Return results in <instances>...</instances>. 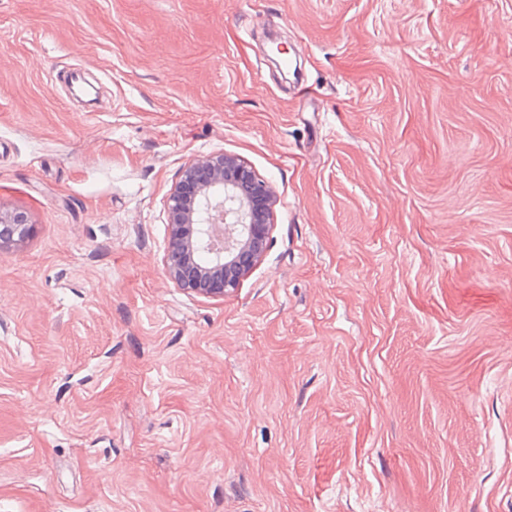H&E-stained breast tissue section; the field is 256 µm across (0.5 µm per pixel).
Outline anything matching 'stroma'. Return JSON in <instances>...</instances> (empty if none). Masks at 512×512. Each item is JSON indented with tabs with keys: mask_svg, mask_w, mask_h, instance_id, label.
<instances>
[{
	"mask_svg": "<svg viewBox=\"0 0 512 512\" xmlns=\"http://www.w3.org/2000/svg\"><path fill=\"white\" fill-rule=\"evenodd\" d=\"M221 152L276 203L205 297ZM0 210V512H512V0H0ZM187 181L196 185L192 195L182 189ZM274 202L268 183L233 156L223 153L188 163L167 200L168 277L201 295L234 290L267 248ZM200 251L209 254L208 263L197 262ZM30 232L31 224L24 213L0 211V250L24 241Z\"/></svg>",
	"mask_w": 512,
	"mask_h": 512,
	"instance_id": "1",
	"label": "stroma"
}]
</instances>
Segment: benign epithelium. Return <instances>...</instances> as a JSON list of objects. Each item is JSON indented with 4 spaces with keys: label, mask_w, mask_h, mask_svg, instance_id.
Returning a JSON list of instances; mask_svg holds the SVG:
<instances>
[{
    "label": "benign epithelium",
    "mask_w": 512,
    "mask_h": 512,
    "mask_svg": "<svg viewBox=\"0 0 512 512\" xmlns=\"http://www.w3.org/2000/svg\"><path fill=\"white\" fill-rule=\"evenodd\" d=\"M274 202L268 183L233 156L188 163L167 200L168 277L201 295L235 289L267 248ZM30 232L24 213L0 211V250L24 241Z\"/></svg>",
    "instance_id": "1"
}]
</instances>
